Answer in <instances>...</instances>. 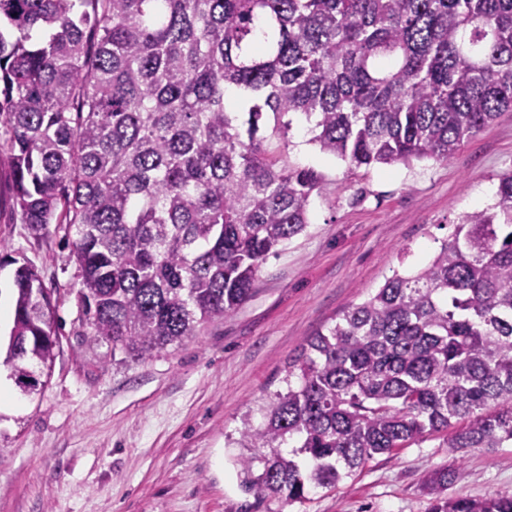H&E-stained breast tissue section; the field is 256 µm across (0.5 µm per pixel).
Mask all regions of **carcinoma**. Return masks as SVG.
<instances>
[{
    "label": "carcinoma",
    "instance_id": "cac0c4a2",
    "mask_svg": "<svg viewBox=\"0 0 512 512\" xmlns=\"http://www.w3.org/2000/svg\"><path fill=\"white\" fill-rule=\"evenodd\" d=\"M503 112L512 0H0L15 204L35 234L74 233L91 335L132 359L234 313L306 229L322 175L262 147L266 116L285 146L290 115L315 118L310 142L360 168L449 162ZM14 285L21 379L59 337L37 271ZM284 383L237 444L264 449L245 482L290 504L435 433L512 445V170L425 266L307 339ZM454 480L425 476L428 512H512V494L449 496Z\"/></svg>",
    "mask_w": 512,
    "mask_h": 512
}]
</instances>
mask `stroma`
<instances>
[{"instance_id": "1", "label": "stroma", "mask_w": 512, "mask_h": 512, "mask_svg": "<svg viewBox=\"0 0 512 512\" xmlns=\"http://www.w3.org/2000/svg\"><path fill=\"white\" fill-rule=\"evenodd\" d=\"M292 118L285 160L321 173L305 231L264 263L250 299L145 359L113 353L81 323L80 279L64 225L22 224L7 151H0V294L15 262L35 267L55 305L60 349L33 394L0 408V512H428L422 481L454 467L449 495L512 493V446L451 453L436 435L376 456L335 489L291 505L249 490L237 441L245 414L283 387L301 345L424 266L458 218L494 201L512 170V112L450 162L349 168L310 144Z\"/></svg>"}]
</instances>
